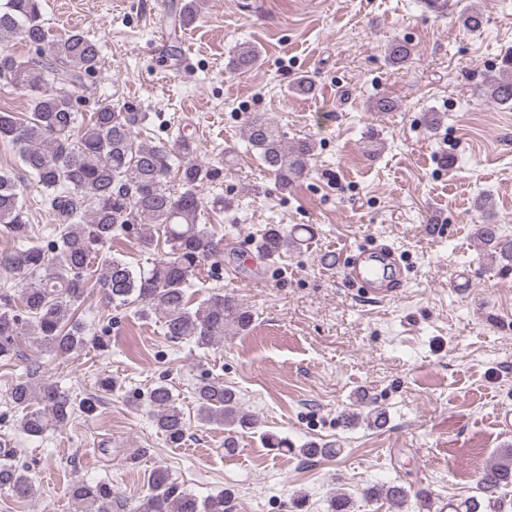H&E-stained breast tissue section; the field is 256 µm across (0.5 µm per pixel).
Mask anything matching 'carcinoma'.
I'll use <instances>...</instances> for the list:
<instances>
[{
    "label": "carcinoma",
    "mask_w": 512,
    "mask_h": 512,
    "mask_svg": "<svg viewBox=\"0 0 512 512\" xmlns=\"http://www.w3.org/2000/svg\"><path fill=\"white\" fill-rule=\"evenodd\" d=\"M199 0H184L173 8L171 35L196 20ZM18 38L41 52L38 60L12 52L5 41ZM414 55L405 40L385 48L388 64L400 70ZM259 61L258 50L237 47L228 68L246 72ZM100 48L80 31L48 41L41 22V0H3L0 3V79L27 92L25 112L0 110V140L18 150L25 177L41 187L52 215L49 240L29 224L23 178L0 169V236L15 246L0 252V274L18 282L17 293L0 295V359L20 360L24 373L10 384L8 400L21 409L18 430L41 437L66 426L75 411L93 410L87 397L75 402L70 391L43 378V358L67 359L90 345L104 343L88 336L75 311L87 286L100 288L117 306L131 305L140 315L163 317L166 336L187 340L201 349L218 347L224 336L248 330L253 313L219 289L193 307L187 296L193 278L207 260L223 258L224 237L202 223L207 203L200 188L218 171L193 159L192 138L171 145L141 137L138 128L146 112H125L110 105L79 119L72 95L82 79L97 71ZM492 100L512 101V53L502 61L499 75L487 84ZM247 142L265 169L286 188L305 178L314 150L302 139L288 143L285 132L270 117L247 119ZM178 188L167 187L171 173ZM135 224L162 228L157 256L147 270H136L112 255V238ZM478 237L492 262L512 266V239L496 224H481ZM298 245V240L276 225L264 232L258 246L264 258ZM198 419L227 431L226 449L233 434L253 429L257 420L240 407L239 396L224 382L202 380L194 390ZM154 424L165 442L177 447L186 436L187 422L170 388H150ZM17 449L0 443V494L17 500L33 492L30 470L14 463ZM150 493L133 507L104 483L81 481L70 491L71 512H230L231 492L205 498L181 491L167 467L159 465L148 477ZM512 486V449L504 451L480 478V490L493 494ZM368 501L386 500L399 510L409 492L401 485L369 486L361 490Z\"/></svg>",
    "instance_id": "carcinoma-1"
}]
</instances>
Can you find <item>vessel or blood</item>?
<instances>
[{
  "mask_svg": "<svg viewBox=\"0 0 512 512\" xmlns=\"http://www.w3.org/2000/svg\"><path fill=\"white\" fill-rule=\"evenodd\" d=\"M338 266L347 282L376 299L390 301L403 291L405 279L390 247L374 246L343 255Z\"/></svg>",
  "mask_w": 512,
  "mask_h": 512,
  "instance_id": "b4317fda",
  "label": "vessel or blood"
}]
</instances>
